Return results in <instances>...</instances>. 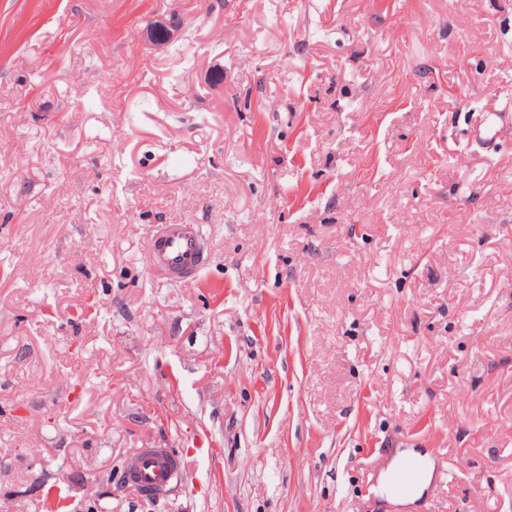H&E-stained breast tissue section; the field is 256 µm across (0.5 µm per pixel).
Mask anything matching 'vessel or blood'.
<instances>
[{"label": "vessel or blood", "mask_w": 512, "mask_h": 512, "mask_svg": "<svg viewBox=\"0 0 512 512\" xmlns=\"http://www.w3.org/2000/svg\"><path fill=\"white\" fill-rule=\"evenodd\" d=\"M207 247L192 224H161L147 244L153 269L178 281L195 280L204 263ZM426 464L412 454L402 457L385 488L393 497L415 491L423 482ZM184 470L182 456L169 448H141L130 456L123 471L129 485L136 488H167L179 481Z\"/></svg>", "instance_id": "obj_1"}]
</instances>
